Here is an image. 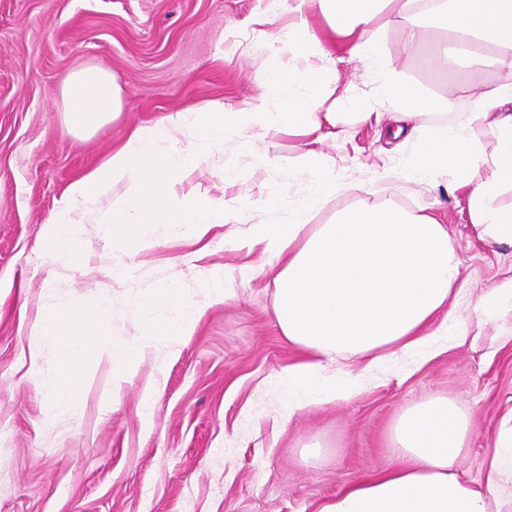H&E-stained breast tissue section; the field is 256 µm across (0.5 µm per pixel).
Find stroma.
Returning a JSON list of instances; mask_svg holds the SVG:
<instances>
[{
    "mask_svg": "<svg viewBox=\"0 0 512 512\" xmlns=\"http://www.w3.org/2000/svg\"><path fill=\"white\" fill-rule=\"evenodd\" d=\"M268 0H0V512H317L355 478L396 466L389 431L409 405L445 396L473 426L458 473L482 482L499 431L512 427V302L477 317L478 290L512 277V246L479 242L458 198L442 181L376 182L382 162L399 169L409 151H388L389 119L359 122L374 107L378 70L338 66L344 98L334 135L317 149L335 158L344 187L314 212L328 223L357 205H395L430 213L448 226L461 260V295L448 309L458 334L447 351L413 363L393 358L349 398L289 409L280 372L301 352L280 336L270 306L274 274L262 249L245 240L249 223L200 241L178 224H145L144 250L113 255L112 227L82 224L81 253L61 259L37 243L68 187L100 166L129 132L167 115L220 100L245 106L263 93L259 70L288 66L271 53L288 20L286 9L262 30L250 20ZM418 42L402 25L379 32L382 59L401 80L450 99L448 110L423 113L419 124L456 123L479 109L481 84H512V72L490 66L460 85L419 56L447 35L415 17ZM86 65L108 69L122 88L120 114L96 130L71 133L61 83ZM300 139L255 133L249 150L234 135L182 184L278 203L268 222L283 221L287 204L306 194L308 178L288 168ZM228 172L237 180L225 181ZM232 280L233 297L209 303L214 277ZM167 284L180 290L174 316L195 327L177 349L157 338L134 371L120 378L106 354L77 356L82 412L49 410L45 381L58 368L45 343L38 366L28 357L29 328L47 309L112 311V335L139 346V296ZM154 389L143 417L145 389ZM318 440L316 453L307 445Z\"/></svg>",
    "mask_w": 512,
    "mask_h": 512,
    "instance_id": "35a3bbf8",
    "label": "stroma"
}]
</instances>
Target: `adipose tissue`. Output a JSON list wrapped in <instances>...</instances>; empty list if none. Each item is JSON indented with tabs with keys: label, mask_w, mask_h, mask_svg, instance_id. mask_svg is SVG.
Here are the masks:
<instances>
[{
	"label": "adipose tissue",
	"mask_w": 512,
	"mask_h": 512,
	"mask_svg": "<svg viewBox=\"0 0 512 512\" xmlns=\"http://www.w3.org/2000/svg\"><path fill=\"white\" fill-rule=\"evenodd\" d=\"M283 4L291 13L283 47L301 60V67L263 69L259 78L268 92L245 107L210 101L171 114L159 125L135 128L103 164L68 188L41 246L55 255L73 256L80 247L77 225L92 223L97 203L123 182L133 185L134 194L112 203L114 250L138 242L143 224H179L202 240L212 225L238 223L241 214L264 213L275 203L264 196L241 203L205 192L181 194L177 184L223 146L226 135H235L244 147L257 127L300 138L301 148L290 164L310 175L308 194L289 205L287 222L252 225L248 237L250 244L263 246L277 267L276 322L281 336L304 354L303 361L281 372L294 409L314 398L348 397L359 388V376L330 374L339 357L359 355L375 363L399 351L440 350L429 326L448 309L459 284L460 260L448 242L447 225L429 214L360 206L329 224L308 223L309 214L341 188L335 160L315 148L323 125L336 123L338 56L379 65L376 35L386 15L407 22L406 40L414 42L417 32L410 20L418 0H270L253 16V24L271 23ZM430 10L438 27L468 46L472 63L489 57L512 71V0H431ZM315 13L324 28L312 25ZM373 95L396 126L394 138L414 152L409 168L388 166L377 171V178L420 183L450 174L449 190L462 194L478 238L512 243V208L497 203L503 191L512 190V91L503 84H483L479 111L454 124L426 127L417 125V117L444 109L443 101L426 97L388 70ZM62 101L72 131L97 129L122 110L121 88L100 66L70 73ZM477 126L491 139L492 149L474 135ZM186 134L197 140V148L181 147ZM178 298L177 290L166 286L140 298L144 342L160 336L177 342L190 335L191 321L162 314ZM111 329L112 312L101 306L36 318L30 357H38L45 341L58 352L59 368L47 380L52 407L74 413L80 408L81 377L70 365L77 354L106 353L124 373L135 366L137 349L113 341ZM469 433V418L448 398L430 397L406 407L390 430L398 467L350 483L318 512H490L491 500L502 492V459L512 458V428L499 435L478 486L465 483L456 472Z\"/></svg>",
	"instance_id": "1"
}]
</instances>
